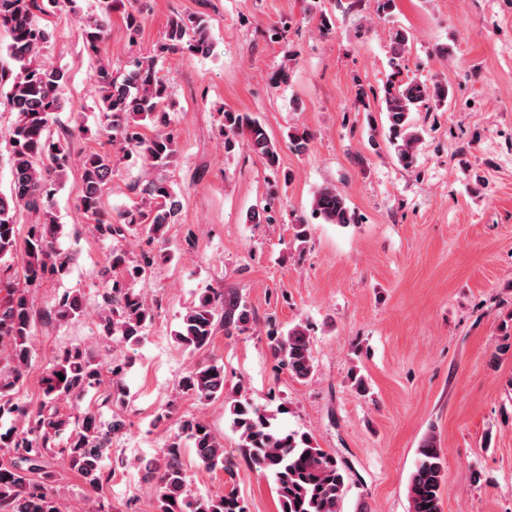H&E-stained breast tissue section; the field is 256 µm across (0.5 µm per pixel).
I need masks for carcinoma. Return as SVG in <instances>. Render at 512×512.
<instances>
[{
  "label": "carcinoma",
  "instance_id": "obj_1",
  "mask_svg": "<svg viewBox=\"0 0 512 512\" xmlns=\"http://www.w3.org/2000/svg\"><path fill=\"white\" fill-rule=\"evenodd\" d=\"M117 0H101V15L84 19L81 35L85 49L96 54L108 36L107 18ZM62 0H0V91L18 119L9 137L10 190L0 193V261L13 258L17 249L15 217L24 207L42 214L32 226L25 244L22 282L10 283L0 298V346L10 349L11 364L0 368V512H63L53 491L57 464L78 475L94 492L103 489L105 459L112 436L123 421L104 422L80 401L103 382V367L86 348H65L43 380V402L35 410L21 406L12 391L23 381V368L31 354L33 328L30 287L46 276L69 274L74 254L57 243L59 225L54 216L56 188L52 172L62 173L73 162L68 138L53 139L50 127L62 109L63 70L42 60L51 33L40 18L59 7ZM213 50L208 21L200 16L171 20L165 39L155 54L140 60L122 74L99 64L93 87L102 102L103 131L123 148L134 150L153 169L169 165L176 154L172 133L156 131L148 137L142 129L167 126L170 87L156 69L167 53L208 56ZM448 98V89L415 80L385 86L384 106L388 139L398 162L410 168L416 161L421 132L411 114L435 99ZM226 134L240 137L249 150L272 170L279 153L265 126L239 112H224ZM313 141L308 128L294 127L288 144L306 153ZM82 189L80 209L103 238L115 239L110 262L100 276L110 283L103 293L107 309L99 324L105 338L133 346L144 340L154 310L129 284L154 276L170 259L167 249L170 224L181 200L163 178L149 180L145 201L117 214L104 202V190L112 180L114 160L109 154L87 153L80 160ZM312 212L329 224H349L353 215L342 191L322 187L311 201ZM147 230L159 248L133 253L122 240ZM58 321L71 322L84 314L82 296L63 294L54 305ZM253 311L237 295L204 292L180 317L175 340L193 353L209 347L217 323L232 334L249 329ZM268 348L278 363L296 380H307L315 371L310 337L300 323L285 333L271 331ZM64 380H59V376ZM179 390L199 401L224 400L231 427L239 434L245 457L261 473L271 475L281 512H339L345 476L335 455L313 444L306 433L282 431L273 425L274 415L242 397L224 395V364L214 358L197 363L181 378ZM193 449L197 463L224 473V491L194 496L188 491L185 447ZM144 478L153 483L156 512H245L239 498L234 464L224 459V444L200 418L180 420L179 431L160 455L144 467ZM447 466L435 432H429L418 448V460L408 483L410 512H442L447 491Z\"/></svg>",
  "mask_w": 512,
  "mask_h": 512
}]
</instances>
